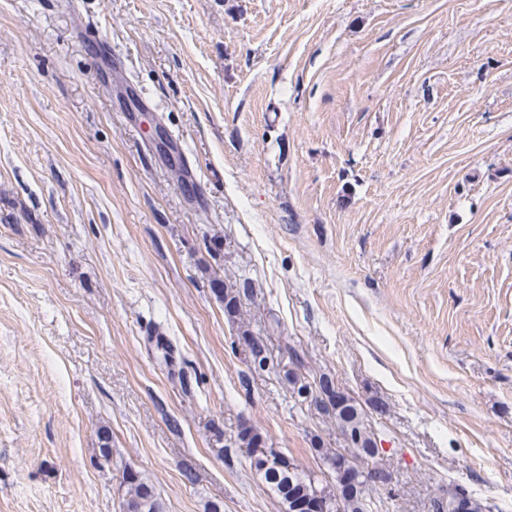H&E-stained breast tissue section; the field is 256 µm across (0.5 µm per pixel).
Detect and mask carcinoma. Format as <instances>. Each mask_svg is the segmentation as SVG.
Masks as SVG:
<instances>
[{
	"label": "carcinoma",
	"instance_id": "obj_1",
	"mask_svg": "<svg viewBox=\"0 0 512 512\" xmlns=\"http://www.w3.org/2000/svg\"><path fill=\"white\" fill-rule=\"evenodd\" d=\"M285 376L288 384L300 395L311 389L318 391L315 405L336 423L346 448L336 451L316 449L328 466V474L323 478L305 470L279 451L252 457L251 466L276 493L284 512H300L298 503L317 495L326 500L327 512H372L369 496L372 487L368 486L363 471L379 470L375 459L381 451L364 409L328 375H321L313 386L294 371L286 372ZM101 439L99 468L109 470L112 468L110 437L105 433ZM123 483L125 494L121 512H165L164 502L141 473L123 479ZM459 500L465 505L464 512H486L483 502L456 489L449 492L448 512H455L452 506Z\"/></svg>",
	"mask_w": 512,
	"mask_h": 512
}]
</instances>
